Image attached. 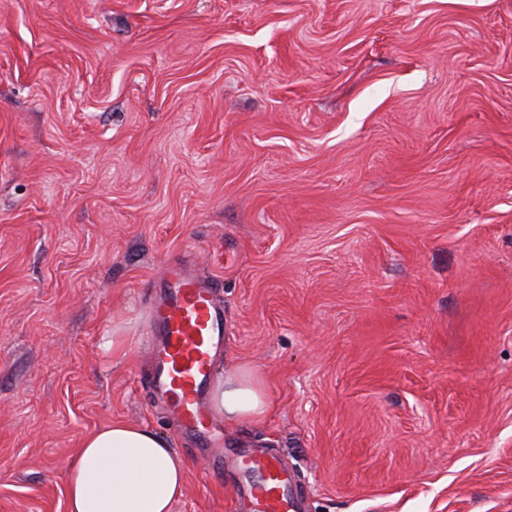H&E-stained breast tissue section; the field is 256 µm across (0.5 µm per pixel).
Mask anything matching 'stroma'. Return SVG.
<instances>
[{"mask_svg": "<svg viewBox=\"0 0 512 512\" xmlns=\"http://www.w3.org/2000/svg\"><path fill=\"white\" fill-rule=\"evenodd\" d=\"M181 259L271 402L220 452L144 383ZM115 420L174 512L252 444L306 512H512V0H0V512H66Z\"/></svg>", "mask_w": 512, "mask_h": 512, "instance_id": "1", "label": "stroma"}]
</instances>
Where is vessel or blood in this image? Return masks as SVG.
<instances>
[{
	"instance_id": "vessel-or-blood-1",
	"label": "vessel or blood",
	"mask_w": 512,
	"mask_h": 512,
	"mask_svg": "<svg viewBox=\"0 0 512 512\" xmlns=\"http://www.w3.org/2000/svg\"><path fill=\"white\" fill-rule=\"evenodd\" d=\"M147 307L154 366L149 375L155 399L190 433L216 447L221 429L205 403L215 356L224 349V308L216 285L191 265L169 263L151 282ZM255 472L243 496L248 512H303L297 479L276 456L245 448Z\"/></svg>"
}]
</instances>
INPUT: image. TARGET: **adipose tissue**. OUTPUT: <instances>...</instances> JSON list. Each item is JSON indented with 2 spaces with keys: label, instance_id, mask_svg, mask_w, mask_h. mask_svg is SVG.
Returning <instances> with one entry per match:
<instances>
[{
  "label": "adipose tissue",
  "instance_id": "adipose-tissue-1",
  "mask_svg": "<svg viewBox=\"0 0 512 512\" xmlns=\"http://www.w3.org/2000/svg\"><path fill=\"white\" fill-rule=\"evenodd\" d=\"M211 398L217 412L239 422H261L270 409L261 374L248 366L218 378ZM186 476L169 440L116 420L87 435L69 464L67 512H171Z\"/></svg>",
  "mask_w": 512,
  "mask_h": 512
}]
</instances>
